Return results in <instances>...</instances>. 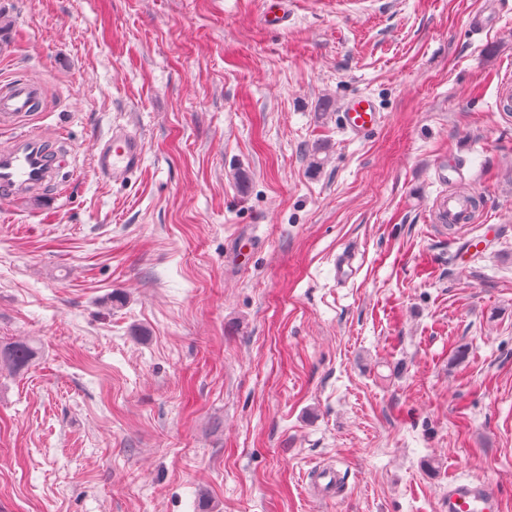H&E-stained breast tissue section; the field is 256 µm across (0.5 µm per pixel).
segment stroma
<instances>
[{
	"label": "stroma",
	"mask_w": 512,
	"mask_h": 512,
	"mask_svg": "<svg viewBox=\"0 0 512 512\" xmlns=\"http://www.w3.org/2000/svg\"><path fill=\"white\" fill-rule=\"evenodd\" d=\"M499 2L287 0L271 30L262 0H0V82L50 85L62 154L0 200V343L40 347L0 371V512H444L455 474L512 512ZM118 124L121 184L91 168ZM344 126L351 134L364 137L377 129L381 122L380 112L374 103L365 97L352 99L344 103ZM144 142L141 136L115 126L112 134L99 142L92 163L96 173L112 182L128 179L141 166ZM469 211V202L455 194L445 195L439 201L438 213L441 223L455 220L457 224H466L467 221L464 218Z\"/></svg>",
	"instance_id": "35a3bbf8"
}]
</instances>
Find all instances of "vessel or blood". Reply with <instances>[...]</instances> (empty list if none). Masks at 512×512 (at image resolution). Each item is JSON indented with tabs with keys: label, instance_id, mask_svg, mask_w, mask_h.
I'll return each mask as SVG.
<instances>
[{
	"label": "vessel or blood",
	"instance_id": "1",
	"mask_svg": "<svg viewBox=\"0 0 512 512\" xmlns=\"http://www.w3.org/2000/svg\"><path fill=\"white\" fill-rule=\"evenodd\" d=\"M46 100L47 88L37 80L16 79L0 86V127L12 132L8 142L0 143V200L21 197L54 183L59 164L49 159L43 140L30 126ZM342 112L346 130L358 137L373 132L381 122L374 103L365 97L344 103ZM143 156L141 136L116 126L99 142L92 163L98 175L122 182L139 169ZM469 211V202L455 194L439 201L440 222H463ZM447 507V512H501L490 482L461 477L448 483Z\"/></svg>",
	"mask_w": 512,
	"mask_h": 512
}]
</instances>
